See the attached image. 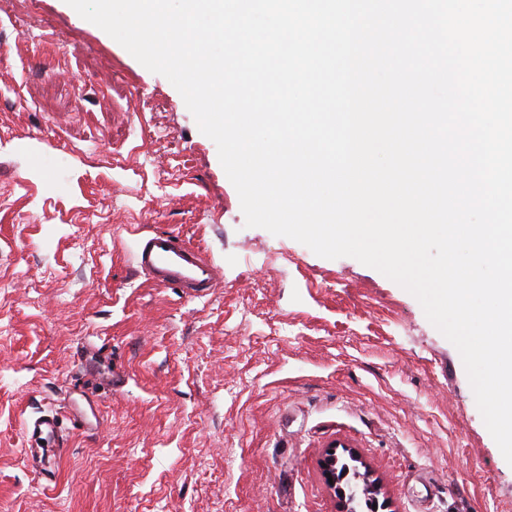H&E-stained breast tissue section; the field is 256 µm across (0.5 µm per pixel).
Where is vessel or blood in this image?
Returning a JSON list of instances; mask_svg holds the SVG:
<instances>
[{"label": "vessel or blood", "instance_id": "b4317fda", "mask_svg": "<svg viewBox=\"0 0 512 512\" xmlns=\"http://www.w3.org/2000/svg\"><path fill=\"white\" fill-rule=\"evenodd\" d=\"M132 258L150 283L178 288L190 298L206 295L223 280L221 267L206 252L171 232L138 234ZM99 424L98 403L75 389L69 391L63 412L47 411L25 421L26 460L43 487L55 486L59 481V465L69 445L70 430L85 432Z\"/></svg>", "mask_w": 512, "mask_h": 512}]
</instances>
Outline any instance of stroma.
Returning a JSON list of instances; mask_svg holds the SVG:
<instances>
[{
  "instance_id": "1",
  "label": "stroma",
  "mask_w": 512,
  "mask_h": 512,
  "mask_svg": "<svg viewBox=\"0 0 512 512\" xmlns=\"http://www.w3.org/2000/svg\"><path fill=\"white\" fill-rule=\"evenodd\" d=\"M138 231L205 250L222 284L188 299L146 282ZM77 387L101 423L46 489L23 420ZM331 445L380 482L379 512H512V466L417 299L246 227L164 76L66 0L24 23L0 0V512H340Z\"/></svg>"
}]
</instances>
